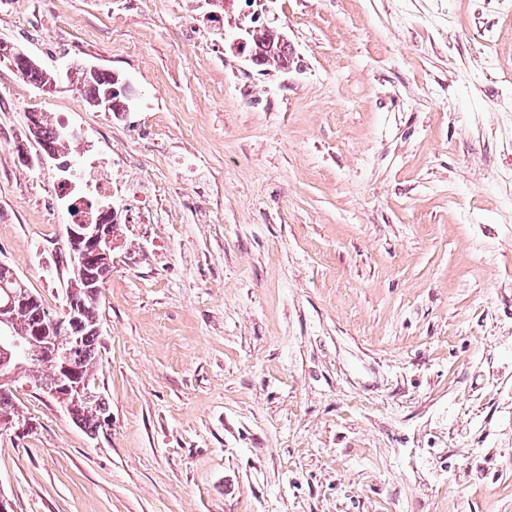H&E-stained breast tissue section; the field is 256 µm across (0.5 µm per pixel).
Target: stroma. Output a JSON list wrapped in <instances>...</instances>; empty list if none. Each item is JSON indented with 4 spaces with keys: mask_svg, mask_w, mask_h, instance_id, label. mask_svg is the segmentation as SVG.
Listing matches in <instances>:
<instances>
[{
    "mask_svg": "<svg viewBox=\"0 0 512 512\" xmlns=\"http://www.w3.org/2000/svg\"><path fill=\"white\" fill-rule=\"evenodd\" d=\"M0 0V263L61 313L85 156L154 190L99 305L88 436L39 387L0 433L15 512H512V17L491 0ZM502 60L503 68L489 65ZM80 60L134 92L88 107ZM86 132L46 164L26 115ZM468 459V468L458 460ZM250 57L260 66L288 69L292 55L288 41L271 27L254 29L248 40ZM31 58V57H30ZM32 63L25 64L22 66L23 58L21 55L15 54L14 56H8L7 59L1 57V67H5L16 72L19 69L18 75L27 83L33 85L37 89L42 86L50 85L53 82H57V76L52 71L42 67L36 60L31 58Z\"/></svg>",
    "mask_w": 512,
    "mask_h": 512,
    "instance_id": "35a3bbf8",
    "label": "stroma"
}]
</instances>
